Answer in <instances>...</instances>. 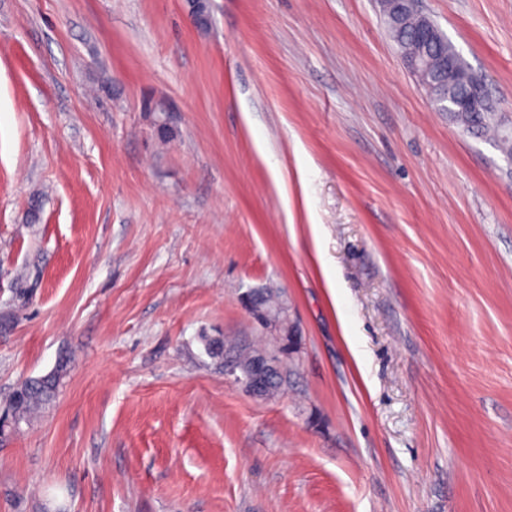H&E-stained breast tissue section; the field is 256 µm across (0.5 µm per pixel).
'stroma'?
Segmentation results:
<instances>
[{
	"label": "stroma",
	"mask_w": 512,
	"mask_h": 512,
	"mask_svg": "<svg viewBox=\"0 0 512 512\" xmlns=\"http://www.w3.org/2000/svg\"><path fill=\"white\" fill-rule=\"evenodd\" d=\"M420 8L512 133V0ZM64 352L0 512H512V157L380 0H0V411ZM251 310L253 312V315H255L258 322L263 324V315L264 313L268 316H278L280 318H283L284 314V307L280 300V296L271 291H262L261 292V299L254 300L251 303ZM265 350L261 346L245 347L238 351L237 360L241 367H247L251 360L262 354ZM284 361L279 354H262L253 360V366L249 374H243L235 360L230 365L225 364V372L235 376L245 390L252 396L258 398H269L271 396L273 379L283 365ZM237 370L241 375L236 374Z\"/></svg>",
	"instance_id": "stroma-1"
}]
</instances>
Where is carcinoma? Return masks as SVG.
<instances>
[{"label":"carcinoma","instance_id":"1","mask_svg":"<svg viewBox=\"0 0 512 512\" xmlns=\"http://www.w3.org/2000/svg\"><path fill=\"white\" fill-rule=\"evenodd\" d=\"M414 27L407 23L399 30L390 33V38L397 46L402 57L414 53H427L433 74H438L441 60L454 59L455 71L448 81V89L444 97L448 102H436L438 109L448 113V116L463 126L467 131L481 135L495 126V114L492 107L485 112H458L455 104L459 100L468 99L475 94L477 85L472 78L465 61L455 50L448 38L443 36L438 41L425 46L414 41ZM251 310L256 319L263 320V315L283 317L284 307L280 296L271 291L261 292V299L252 301ZM71 360L61 358L55 367L47 374L29 378L19 383L10 395L7 405V415L14 425L27 421L40 409L50 404L56 397L59 386L70 371Z\"/></svg>","mask_w":512,"mask_h":512}]
</instances>
